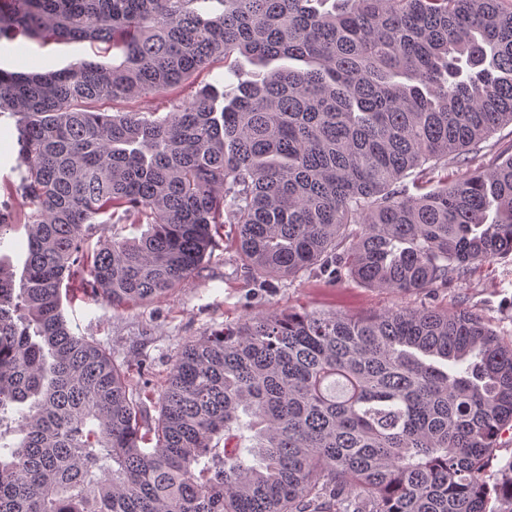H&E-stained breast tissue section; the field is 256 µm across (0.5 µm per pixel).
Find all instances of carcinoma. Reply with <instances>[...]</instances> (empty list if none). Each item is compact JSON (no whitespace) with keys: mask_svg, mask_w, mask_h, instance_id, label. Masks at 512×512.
Listing matches in <instances>:
<instances>
[{"mask_svg":"<svg viewBox=\"0 0 512 512\" xmlns=\"http://www.w3.org/2000/svg\"><path fill=\"white\" fill-rule=\"evenodd\" d=\"M118 52L0 67L17 155L0 181V512H494L512 430V340L478 314L397 308L248 317L188 342L147 424L141 387L72 332L62 290L118 308L189 282L225 224L253 271L335 268L399 293L512 258V154L465 178L512 124L505 0H0V42ZM236 55L280 67L158 112ZM411 178V185L404 184ZM414 192H409V188ZM101 224H146L89 250ZM253 433L241 446L242 432ZM224 75L226 80L224 81V87L228 91H231L232 84L236 80L224 69V63L221 61L214 62L210 65L209 69L195 74L188 81H186L181 87H179L173 94L166 96H157L149 98H135L125 99L116 102H106L101 105L100 108L108 112H125V111H136V110H149L154 112H169L171 109L172 100L175 98H189L191 97L198 85L201 83L209 82L212 83L216 79H223ZM489 465L490 472L498 479L512 476V431L499 438Z\"/></svg>","mask_w":512,"mask_h":512,"instance_id":"obj_1","label":"carcinoma"}]
</instances>
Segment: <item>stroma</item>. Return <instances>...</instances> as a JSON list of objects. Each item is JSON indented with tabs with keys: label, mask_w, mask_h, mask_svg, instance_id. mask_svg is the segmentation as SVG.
Masks as SVG:
<instances>
[{
	"label": "stroma",
	"mask_w": 512,
	"mask_h": 512,
	"mask_svg": "<svg viewBox=\"0 0 512 512\" xmlns=\"http://www.w3.org/2000/svg\"><path fill=\"white\" fill-rule=\"evenodd\" d=\"M95 58L104 63L112 60L87 43L43 44L21 38L0 48V65L24 73L57 70L78 59ZM224 75V64L217 61L192 76L174 95L108 102L104 108L109 112H166L173 98H189L201 83ZM215 239L211 255L189 283L163 298L115 308L103 299L75 293L64 305L70 328L100 345L131 376L146 375L156 390L164 386L185 343L257 314L317 311L358 317L400 307L465 309L481 315L504 338L512 337V261L508 259L479 263L462 282L398 294L347 278L330 282L313 271L262 281L242 260L233 225L221 228Z\"/></svg>",
	"instance_id": "1"
}]
</instances>
